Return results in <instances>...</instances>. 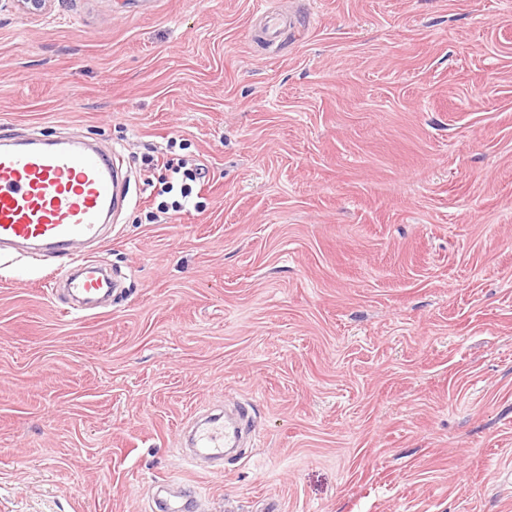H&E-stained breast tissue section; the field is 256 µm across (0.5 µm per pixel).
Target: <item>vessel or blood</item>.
I'll return each mask as SVG.
<instances>
[{
	"instance_id": "1",
	"label": "vessel or blood",
	"mask_w": 512,
	"mask_h": 512,
	"mask_svg": "<svg viewBox=\"0 0 512 512\" xmlns=\"http://www.w3.org/2000/svg\"><path fill=\"white\" fill-rule=\"evenodd\" d=\"M123 151L99 150L78 135L45 139L0 136V246L35 244L67 268L74 310L97 313L118 286L98 263L73 252L97 240L107 217L126 198ZM235 428L212 420L195 441L220 458Z\"/></svg>"
}]
</instances>
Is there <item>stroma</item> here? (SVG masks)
Here are the masks:
<instances>
[{
    "mask_svg": "<svg viewBox=\"0 0 512 512\" xmlns=\"http://www.w3.org/2000/svg\"><path fill=\"white\" fill-rule=\"evenodd\" d=\"M53 0L0 9V132L124 151L68 313L0 252V512H512V0ZM182 146L200 207L150 221ZM252 433L194 471L184 422Z\"/></svg>",
    "mask_w": 512,
    "mask_h": 512,
    "instance_id": "stroma-1",
    "label": "stroma"
}]
</instances>
